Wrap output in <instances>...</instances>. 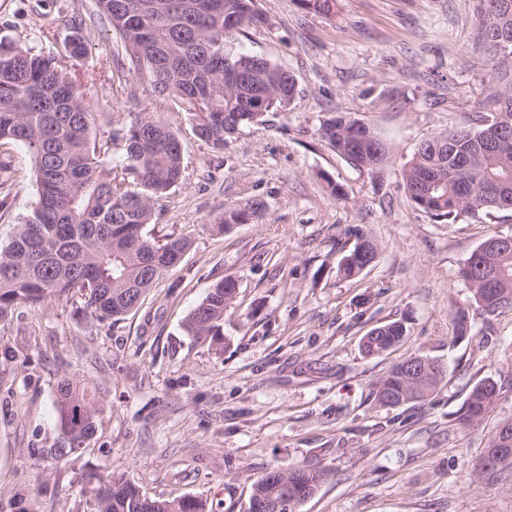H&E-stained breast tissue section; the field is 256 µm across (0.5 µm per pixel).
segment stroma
<instances>
[{"label": "stroma", "mask_w": 512, "mask_h": 512, "mask_svg": "<svg viewBox=\"0 0 512 512\" xmlns=\"http://www.w3.org/2000/svg\"><path fill=\"white\" fill-rule=\"evenodd\" d=\"M20 0H0V38L34 44ZM259 26L234 43L286 67L297 94L287 111L244 128L216 151L191 132L168 97L126 87L115 32L93 18V0H46L54 46L66 19L88 18V59L111 54L112 78L93 98L97 134L111 137L110 163L125 157L131 113H158L181 139V183L159 203L148 234L186 236L193 246L165 273L139 311L103 324L82 303L50 296L19 305L0 322V512H93V473L131 481L145 496L205 499L213 512H243L264 471L317 463L334 479L299 512H512V487L472 466L512 397L478 426L458 411L473 385L512 360V311H472L462 270L485 239L512 234V211L439 224L412 205L402 170L423 139L471 125L492 78L475 45L477 0H334L330 14L302 0H258ZM333 112L351 114L389 139L392 159L363 170L318 134ZM0 156L14 177L0 187V242L38 200L28 149ZM341 185L346 197L332 193ZM260 197L265 216L224 233L213 228L226 203ZM351 226L377 241L376 264L358 278L338 273ZM227 276L239 288L224 314L223 341L188 336L184 319ZM472 329L454 342L455 310ZM402 320L409 332L393 352L364 357L361 338ZM412 354L448 365L426 400L378 406L374 388ZM65 375L99 388L97 432L70 456L54 404Z\"/></svg>", "instance_id": "stroma-1"}]
</instances>
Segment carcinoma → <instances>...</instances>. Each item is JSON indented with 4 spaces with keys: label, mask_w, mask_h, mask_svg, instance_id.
I'll return each mask as SVG.
<instances>
[{
    "label": "carcinoma",
    "mask_w": 512,
    "mask_h": 512,
    "mask_svg": "<svg viewBox=\"0 0 512 512\" xmlns=\"http://www.w3.org/2000/svg\"><path fill=\"white\" fill-rule=\"evenodd\" d=\"M99 17L119 37L129 70L147 79L153 94L180 103L197 138L221 151L243 128L288 108L296 79L285 67L259 55L237 52L232 41L261 20L257 0H94ZM478 49L493 63V83L479 104L475 126L448 128L422 141L403 168L406 193L435 222L454 224L466 214L512 211V44L496 51L490 34L512 33V0H478ZM70 38L53 51L0 41V145L21 143L35 165L39 197L0 244V322L20 303L36 305L50 295L80 294L84 310L99 322L116 321L141 308L147 292L192 247L186 237L159 244L145 228L156 205L182 179L183 152L177 132L155 112H133L124 132L126 158L120 170L105 160L109 142L96 135L89 101L101 73L86 65L89 31L82 16L70 17ZM319 135L355 167L388 163L387 140L347 113L328 116ZM269 210L250 197L224 205L214 219L227 232ZM339 271L358 276L379 255L375 239L361 228ZM476 310L490 318L512 311V243L493 250L481 243L463 269ZM238 280L216 282L185 318L187 334L206 340L223 335L224 312L236 298ZM364 336L367 357L386 353L407 335L402 321ZM446 374L428 355H409L378 381L375 398L387 407L422 401ZM481 379L458 411L459 424L482 422L512 386L494 390ZM102 393L73 377L57 384L55 403L68 447L47 448L57 458L75 451L96 430ZM476 467L512 474V419L501 422L482 449ZM325 466L272 468L259 476L244 512L271 499L299 507L333 479ZM94 512H210L193 496L152 500L114 474L96 477Z\"/></svg>",
    "instance_id": "obj_1"
}]
</instances>
